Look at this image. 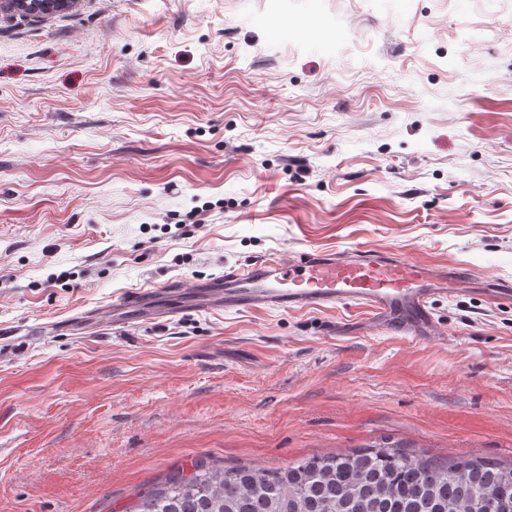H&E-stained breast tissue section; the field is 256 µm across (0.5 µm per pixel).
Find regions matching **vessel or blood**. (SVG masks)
<instances>
[{"label": "vessel or blood", "mask_w": 512, "mask_h": 512, "mask_svg": "<svg viewBox=\"0 0 512 512\" xmlns=\"http://www.w3.org/2000/svg\"><path fill=\"white\" fill-rule=\"evenodd\" d=\"M464 266L435 265L389 254L337 256L311 250L254 260L195 286L141 288L112 301V324L139 322L143 313H170L185 307L301 310L348 306L367 309L384 328L424 338L433 331L432 303L447 296L449 285L470 279ZM483 296L491 303L512 304V282L490 279Z\"/></svg>", "instance_id": "b4317fda"}]
</instances>
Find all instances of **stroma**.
Returning a JSON list of instances; mask_svg holds the SVG:
<instances>
[{"instance_id":"obj_1","label":"stroma","mask_w":512,"mask_h":512,"mask_svg":"<svg viewBox=\"0 0 512 512\" xmlns=\"http://www.w3.org/2000/svg\"><path fill=\"white\" fill-rule=\"evenodd\" d=\"M319 249L512 279V0H80L0 21V512H127L197 457L278 467L387 438L512 459V305L477 289L435 302L426 341L347 307L25 337Z\"/></svg>"}]
</instances>
